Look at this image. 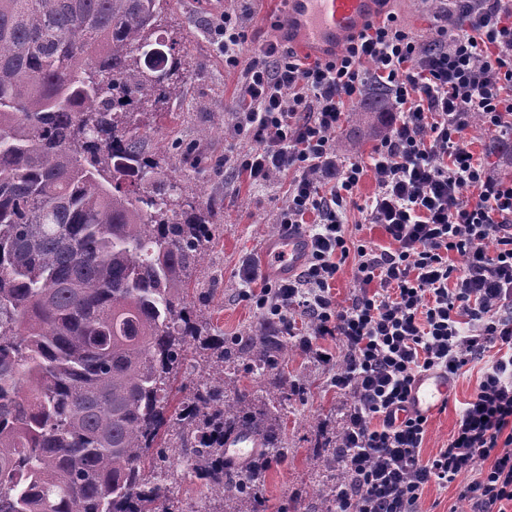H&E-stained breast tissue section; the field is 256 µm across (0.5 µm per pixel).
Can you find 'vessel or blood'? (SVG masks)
Instances as JSON below:
<instances>
[{"mask_svg": "<svg viewBox=\"0 0 512 512\" xmlns=\"http://www.w3.org/2000/svg\"><path fill=\"white\" fill-rule=\"evenodd\" d=\"M287 25L295 34V46L304 53L327 56L356 35L363 24L375 18L373 0H286ZM307 239L290 230L271 239L264 249L262 270L281 274L296 269L304 260ZM453 391L448 378L439 373L419 375L410 394L409 410L432 414Z\"/></svg>", "mask_w": 512, "mask_h": 512, "instance_id": "1", "label": "vessel or blood"}]
</instances>
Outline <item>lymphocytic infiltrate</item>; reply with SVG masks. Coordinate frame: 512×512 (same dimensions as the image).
Here are the masks:
<instances>
[{"mask_svg": "<svg viewBox=\"0 0 512 512\" xmlns=\"http://www.w3.org/2000/svg\"><path fill=\"white\" fill-rule=\"evenodd\" d=\"M432 42L395 16L367 22L340 51L308 61L268 41L252 46L243 14L211 19L209 35L239 74L226 104L255 146L233 164L257 186L290 177L283 228L303 229L301 272L243 298L293 329L306 317L303 351L320 360L332 337L344 350L329 385L346 398L343 463L334 512H420L425 488L456 486L468 512H512V175L475 159L473 123L512 137V0H438ZM394 115L369 165L340 166L335 132L370 85ZM372 171L368 223L381 247L352 239L344 217ZM355 266L349 303L333 288ZM479 366L444 448L422 454L429 418L404 410L416 377L457 379Z\"/></svg>", "mask_w": 512, "mask_h": 512, "instance_id": "lymphocytic-infiltrate-1", "label": "lymphocytic infiltrate"}]
</instances>
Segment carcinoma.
Here are the masks:
<instances>
[{"instance_id": "1", "label": "carcinoma", "mask_w": 512, "mask_h": 512, "mask_svg": "<svg viewBox=\"0 0 512 512\" xmlns=\"http://www.w3.org/2000/svg\"><path fill=\"white\" fill-rule=\"evenodd\" d=\"M163 2L0 0V512H171L174 448L206 498L258 512L225 443L282 455L288 393L240 389L236 362L264 373L288 336L226 341L193 313L214 213L150 181L130 121L179 92ZM341 448L320 449L332 490Z\"/></svg>"}]
</instances>
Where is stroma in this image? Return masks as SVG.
Returning <instances> with one entry per match:
<instances>
[{
  "instance_id": "1",
  "label": "stroma",
  "mask_w": 512,
  "mask_h": 512,
  "mask_svg": "<svg viewBox=\"0 0 512 512\" xmlns=\"http://www.w3.org/2000/svg\"><path fill=\"white\" fill-rule=\"evenodd\" d=\"M248 7L249 35L281 39V30L273 23L284 16L282 0H250ZM212 15L203 0H167L161 28L182 49L184 78L177 97L167 105L166 116L146 112L136 115L135 121L146 130L145 148L158 163L155 180L176 186L184 195L204 192L220 216L212 227L208 254L193 278L188 300L194 311L209 320L213 335L233 338L258 333L265 325L263 317L240 297L239 272L245 261L260 263L269 230L277 223V210L288 201V182L277 178L257 187L224 163L225 149L244 152L252 149L253 143L236 136L232 116L224 110L225 102L238 93V80L236 73L225 69L223 54L208 36ZM389 120V114L373 109L368 101L359 102L336 133L341 159L368 161ZM353 138L361 141L355 151L346 147ZM466 138L476 158L512 175V142L478 124ZM323 345L331 353V361H320L294 346L266 375L253 373L243 363L238 366L242 388L273 386L284 375L299 387L287 413V452L257 471L260 512H318L322 485L316 475L319 460L315 446L323 435L338 431L345 403L344 397L328 386L344 351L339 341L330 337ZM476 378L472 372L456 380L445 410L431 415L425 454L447 444L456 411L472 394Z\"/></svg>"
}]
</instances>
